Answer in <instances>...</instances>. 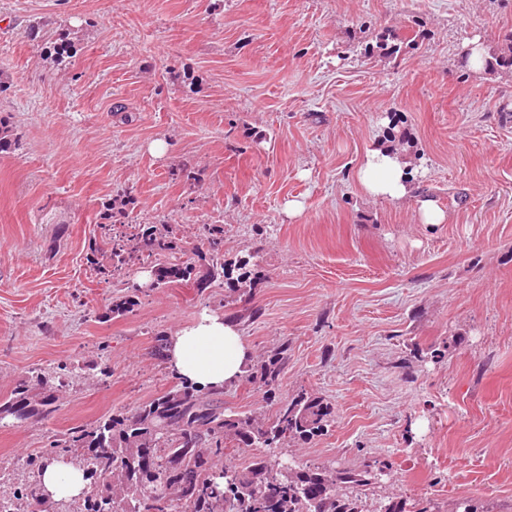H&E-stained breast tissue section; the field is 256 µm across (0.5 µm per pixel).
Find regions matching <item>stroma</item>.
Listing matches in <instances>:
<instances>
[{"label": "stroma", "mask_w": 512, "mask_h": 512, "mask_svg": "<svg viewBox=\"0 0 512 512\" xmlns=\"http://www.w3.org/2000/svg\"><path fill=\"white\" fill-rule=\"evenodd\" d=\"M69 28L82 40L60 65L49 47ZM510 33L512 0H0V117L16 134L0 153V399L70 368L51 417L0 427V496L31 482L48 436L176 385L155 338L209 311L253 358L289 344L278 398L332 406L285 458L380 462L386 492L419 510L468 497L512 512V73L474 70L463 49L497 52ZM382 36L399 53L380 56ZM398 136L446 223L359 189L365 153ZM184 167L195 185L173 179ZM126 193L130 224L177 225L183 260L223 225L251 296L182 282L112 316L142 266L115 279L86 256ZM224 405L275 408L252 384L225 387Z\"/></svg>", "instance_id": "1"}]
</instances>
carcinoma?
I'll return each instance as SVG.
<instances>
[{"mask_svg": "<svg viewBox=\"0 0 512 512\" xmlns=\"http://www.w3.org/2000/svg\"><path fill=\"white\" fill-rule=\"evenodd\" d=\"M80 42L77 32L63 33L53 46L57 59L71 54ZM486 65L512 70V33ZM133 199L125 195L108 203L99 224H122ZM209 261L206 265L175 260L154 269V284L163 288L192 281L206 288L217 280L232 281L241 296L251 292L250 261L224 260V226L207 229ZM109 249V274L139 260L159 261L175 253L171 224H138L120 238L92 241L87 262L97 264L101 245ZM137 293L112 302L111 313L122 316L137 305ZM288 359L284 342L267 359L245 371L239 382L258 384L272 399ZM35 382H20L0 400V425L45 419L55 412L56 395L46 372L31 375ZM224 391L175 385L139 404L131 412L116 411L97 425L73 428L52 436L42 453L27 459L38 473L52 460L82 466L93 491L82 497L80 512H364L359 488L373 485L370 470L347 467L295 466L282 472L278 450L290 440L308 441L323 434L333 410L323 399L304 391L279 403L270 418L224 408ZM254 450L244 466L224 463L226 450ZM26 512H56L64 502L46 504L41 488L25 493Z\"/></svg>", "mask_w": 512, "mask_h": 512, "instance_id": "1", "label": "carcinoma"}]
</instances>
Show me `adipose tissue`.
I'll return each instance as SVG.
<instances>
[{
  "instance_id": "adipose-tissue-1",
  "label": "adipose tissue",
  "mask_w": 512,
  "mask_h": 512,
  "mask_svg": "<svg viewBox=\"0 0 512 512\" xmlns=\"http://www.w3.org/2000/svg\"><path fill=\"white\" fill-rule=\"evenodd\" d=\"M407 163L388 148L368 150L357 170L363 192L393 202L416 199L406 174ZM417 212L425 224H441L444 209L430 199H416ZM251 353L240 330L223 314L202 312L189 326L171 337L166 351L167 365L181 381L202 389H218L234 384L249 363ZM42 489L52 500H69L86 488L81 470L74 464L56 462L39 476Z\"/></svg>"
}]
</instances>
